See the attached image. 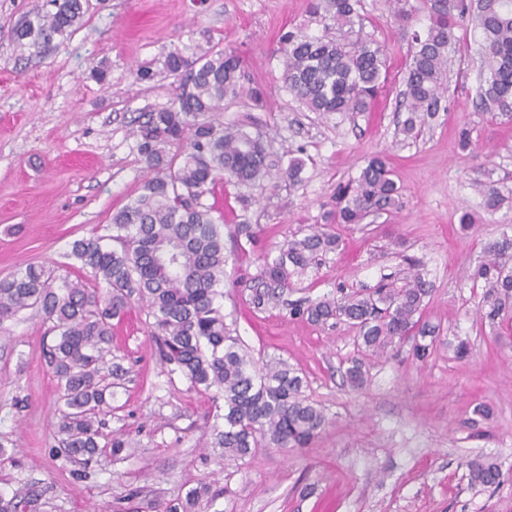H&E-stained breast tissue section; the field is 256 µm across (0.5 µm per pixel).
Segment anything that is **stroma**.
<instances>
[{
	"mask_svg": "<svg viewBox=\"0 0 512 512\" xmlns=\"http://www.w3.org/2000/svg\"><path fill=\"white\" fill-rule=\"evenodd\" d=\"M308 0H91L82 26L34 55L12 41L24 17L46 0H0V277L22 262L76 277L67 253L74 239L104 231L137 191L144 164L129 135L138 113L170 105L178 81L163 71L173 50L234 49L247 85L266 91L265 110L248 99L224 103L221 121L254 118L274 151L303 160L301 180L270 192L225 184L214 198L225 224L246 220L253 242L225 235L224 311L254 357L286 361L308 380L307 396L328 425L312 447L259 448L225 463L210 445V400L159 358L149 319L132 302L112 323V353L129 370L116 388L107 438L128 441V455H98L88 470L58 450L56 379L45 363L41 317L0 324V497L34 490L41 512H155L206 483L220 492L206 512H512V480L492 493L468 487L462 458L493 457L512 471V337L482 325V287L469 277L485 246L512 228V122L479 106V37L461 35L449 54L441 110L417 137L402 131L400 110L411 35L425 31L423 0H407L409 23L389 0H362L364 30L388 48L384 90L370 111L319 115L288 93L279 37L311 24ZM151 68V82L135 71ZM472 147L460 150L461 129ZM386 155L400 188L389 212L340 228L342 243L296 281L283 301L258 310L246 284L262 255L323 221L337 183L356 177L368 155ZM504 197L493 212L475 185ZM254 203L242 209L240 199ZM470 210L476 222L461 230ZM413 261L434 291L424 318L443 338L469 337V358L437 346L427 362L408 348L372 362L367 383L343 384L339 369L355 356L345 323L314 325L289 315L288 301L344 289L366 291ZM490 408L485 437L465 425Z\"/></svg>",
	"mask_w": 512,
	"mask_h": 512,
	"instance_id": "stroma-1",
	"label": "stroma"
}]
</instances>
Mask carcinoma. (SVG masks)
<instances>
[{"label":"carcinoma","instance_id":"carcinoma-1","mask_svg":"<svg viewBox=\"0 0 512 512\" xmlns=\"http://www.w3.org/2000/svg\"><path fill=\"white\" fill-rule=\"evenodd\" d=\"M53 10L28 16L13 29L14 42L37 54L64 41L82 24L88 0H51ZM430 23L413 33L403 99L408 116L402 131L410 136L425 117L439 110L447 91L448 52L457 32L480 33L483 82L478 97L494 118L512 121V0H426ZM361 0H310L309 17L324 29L316 37L303 27L280 35L282 80L311 112L322 115L367 112L386 80V48L363 32ZM164 68L182 80L170 106L140 113L132 122L135 149L145 164L137 193L112 214L110 234L70 243L69 256L87 270L73 281L55 270L21 263L0 278V324L27 310L51 323L52 343L45 360L57 380L55 411L58 443L65 455L85 466L108 449L117 455L129 444L98 438L112 414V388L129 370L107 360L112 354V320L132 300L153 318L160 356L191 388L211 396L215 413L212 447L224 460L237 461L254 449L309 448L325 429L323 409L304 394V380L283 360L260 361L241 346L224 314V219L214 216L207 197L224 181L259 186L298 179L303 162L287 166L268 149L262 132L226 126L214 117L224 99L244 94L256 107L265 104L260 87L244 89L243 60L233 50L208 49L190 60L170 52ZM399 187L383 154L370 156L359 175L336 189L326 223L292 235L262 257L251 302L261 309L293 285L318 257L335 251L336 224H359L373 209L395 205ZM485 257L470 277L483 283L481 321L494 332L512 330V239L487 244ZM432 288L410 263L402 277L368 292L339 288L323 298L290 304L289 314L316 324L343 321L358 332L360 355L348 361L343 377L360 388L371 357L411 343L423 362L438 338L422 322ZM469 484L495 491L505 481L491 458L466 461ZM219 491L191 490L164 512H198ZM37 504L31 493L19 501L0 498V512H25Z\"/></svg>","mask_w":512,"mask_h":512}]
</instances>
